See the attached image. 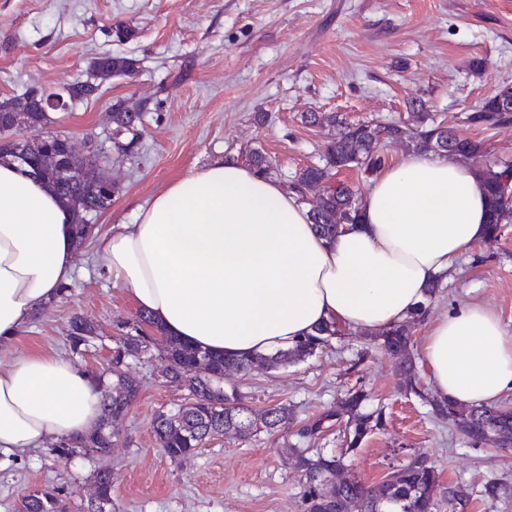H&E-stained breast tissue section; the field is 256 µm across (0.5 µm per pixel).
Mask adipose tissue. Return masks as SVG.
<instances>
[{
    "label": "adipose tissue",
    "mask_w": 512,
    "mask_h": 512,
    "mask_svg": "<svg viewBox=\"0 0 512 512\" xmlns=\"http://www.w3.org/2000/svg\"><path fill=\"white\" fill-rule=\"evenodd\" d=\"M361 205L358 223L325 239L293 191L228 155L93 242L107 275L169 335L220 355H267L321 323L376 332L403 321L486 232L479 178L445 157L397 158ZM72 220L18 163L0 164V352L72 281ZM423 355L434 392L453 402L491 404L512 391V332L482 302L430 318ZM98 418L94 379L70 360L0 365V456L82 437Z\"/></svg>",
    "instance_id": "1"
}]
</instances>
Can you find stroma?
<instances>
[{"mask_svg":"<svg viewBox=\"0 0 512 512\" xmlns=\"http://www.w3.org/2000/svg\"><path fill=\"white\" fill-rule=\"evenodd\" d=\"M118 23L131 29L129 38L115 37ZM104 54L136 58L137 73L103 81L96 97L51 112L49 125L78 151H100L99 168L118 188L93 219L101 230L132 223L136 206L228 154L259 150L274 162L272 178L290 182L319 163L330 138L329 130L304 124L306 112L405 122L407 100L420 98L438 123L483 141L489 162L512 159V126L464 121L493 89L512 84V0H0V100L32 88L62 90L86 79L91 60ZM475 58L485 59L483 70L471 69ZM119 99L145 112L137 136L113 131L106 108ZM120 141L127 152L118 151ZM74 263L67 291L0 362L57 354L106 371L137 309L91 244L76 251ZM473 298L512 330V227L498 244L468 250L432 308ZM75 314L97 329L81 355L66 340ZM364 342L355 332L303 363L233 374L225 384L239 387L254 409L285 404L298 429L334 413L345 388L363 386L385 423L346 457L349 473L374 485L404 456L425 454L444 484L469 486L466 512H512V448L469 445L427 404L404 396L392 362ZM162 349L154 340L145 358L128 365L141 390L108 460L121 512H297L301 474L274 436L227 434L177 463L162 455L151 421L185 397L160 375ZM93 471V462H63L48 445L18 451L0 465V512H16L24 494L44 487L66 493L71 512H85ZM491 479L509 487L492 509L478 497Z\"/></svg>","mask_w":512,"mask_h":512,"instance_id":"obj_1","label":"stroma"}]
</instances>
